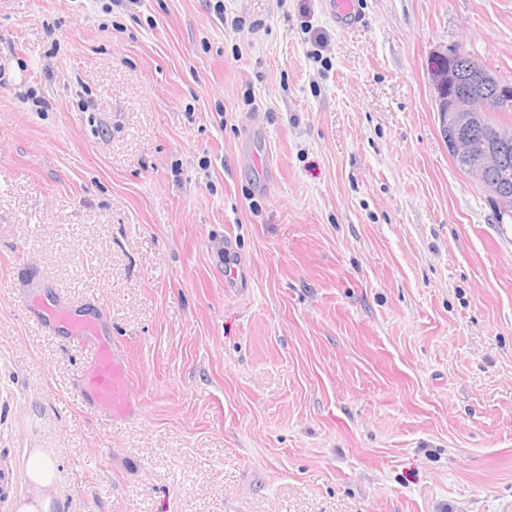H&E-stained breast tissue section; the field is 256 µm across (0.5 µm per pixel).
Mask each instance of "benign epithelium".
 <instances>
[{
	"instance_id": "1",
	"label": "benign epithelium",
	"mask_w": 512,
	"mask_h": 512,
	"mask_svg": "<svg viewBox=\"0 0 512 512\" xmlns=\"http://www.w3.org/2000/svg\"><path fill=\"white\" fill-rule=\"evenodd\" d=\"M430 57L448 59V66H427L428 84L435 101L440 132L448 147L459 149L458 133L471 130L482 143V150L469 155V176L489 195L500 216L512 218V167L503 164L494 147L512 144V130L493 125L475 124L479 109L473 93L492 88L496 109L512 107V85L498 81L476 62H470L466 73L469 89H460L461 72L458 63L466 59L464 50L436 49Z\"/></svg>"
}]
</instances>
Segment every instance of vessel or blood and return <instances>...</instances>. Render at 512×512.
I'll return each mask as SVG.
<instances>
[{
  "label": "vessel or blood",
  "instance_id": "vessel-or-blood-1",
  "mask_svg": "<svg viewBox=\"0 0 512 512\" xmlns=\"http://www.w3.org/2000/svg\"><path fill=\"white\" fill-rule=\"evenodd\" d=\"M328 9L342 27L359 18L358 0H328ZM53 320L67 327L70 342L91 352V360L79 379L89 407L115 421L131 415L136 408L131 393L133 378L122 343L104 335L96 316L74 312L62 303L57 304Z\"/></svg>",
  "mask_w": 512,
  "mask_h": 512
}]
</instances>
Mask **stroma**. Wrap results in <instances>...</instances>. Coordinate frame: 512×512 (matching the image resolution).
<instances>
[{
    "instance_id": "stroma-1",
    "label": "stroma",
    "mask_w": 512,
    "mask_h": 512,
    "mask_svg": "<svg viewBox=\"0 0 512 512\" xmlns=\"http://www.w3.org/2000/svg\"><path fill=\"white\" fill-rule=\"evenodd\" d=\"M359 3L0 0V512L32 448L56 512H512V219L426 78L512 80V0ZM328 9L340 27H347L359 19L358 0H328ZM60 323L68 329V340L91 352V360L79 379L89 407L113 421L131 415L136 403L131 389L133 377L127 365V350L115 338L103 335L100 320L91 314L74 312L59 302L49 325Z\"/></svg>"
}]
</instances>
